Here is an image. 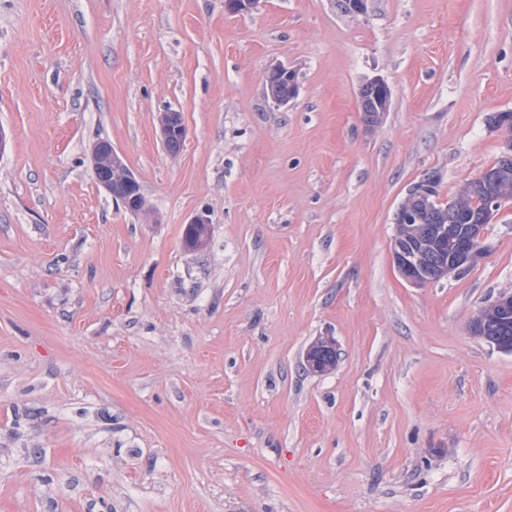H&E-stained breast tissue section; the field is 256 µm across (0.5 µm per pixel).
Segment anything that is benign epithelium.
Returning a JSON list of instances; mask_svg holds the SVG:
<instances>
[{
    "mask_svg": "<svg viewBox=\"0 0 512 512\" xmlns=\"http://www.w3.org/2000/svg\"><path fill=\"white\" fill-rule=\"evenodd\" d=\"M268 95L277 106L288 104L297 91L295 71L284 64H276L265 72ZM391 88L382 78H374L364 84L359 92L361 111L367 120L373 122L388 110L391 102ZM160 133L165 149L177 152L185 138L186 130L181 117L175 112H165L160 117ZM93 167L98 184L113 199L131 212L144 209L140 184L133 172L124 168L120 154L109 142H99L92 153ZM109 164L117 176L113 179L101 175L104 164ZM436 184L431 176L417 183L409 192L411 201L399 208L396 223L412 226L411 235L396 236L392 244L394 264L399 274L414 286H424L449 274H459L476 264L483 255L482 241L485 228L490 223L497 201L494 198L482 206L481 211L467 217L474 225L470 232L453 234L446 224L434 223L428 210V198ZM208 225L205 216L195 217L189 224V233L184 245L189 250L197 249L195 229ZM512 309V293H504L484 308L473 320L472 330L478 336L486 335L498 323L507 319ZM338 356L336 345L328 341L322 349L310 347L305 356L308 368L315 373L329 370L328 362Z\"/></svg>",
    "mask_w": 512,
    "mask_h": 512,
    "instance_id": "7a95c632",
    "label": "benign epithelium"
}]
</instances>
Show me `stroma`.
Here are the masks:
<instances>
[{
    "mask_svg": "<svg viewBox=\"0 0 512 512\" xmlns=\"http://www.w3.org/2000/svg\"><path fill=\"white\" fill-rule=\"evenodd\" d=\"M506 111L512 0H0V512H512V353L471 330L512 292V199L461 274L415 287L391 251ZM268 95L277 106L287 105L297 91L295 71L284 64H276L265 72ZM391 88L382 78H374L364 84L359 92L361 111L370 122L382 112H387L391 102ZM160 133L165 149L176 153L185 138L186 130L177 112H164L160 117ZM93 167L98 184L112 196V199L120 201L130 212H140L144 209V199L140 184L133 172L124 168V162L120 154L112 148L109 142H99L92 153ZM108 163L117 176L112 180L110 169L103 165ZM103 174L107 177L104 178ZM326 346L319 350V347L310 346L306 352L305 361L308 368L315 373H322L329 370L328 362L335 359L337 361L338 351L335 343L330 339H325Z\"/></svg>",
    "mask_w": 512,
    "mask_h": 512,
    "instance_id": "1",
    "label": "stroma"
}]
</instances>
